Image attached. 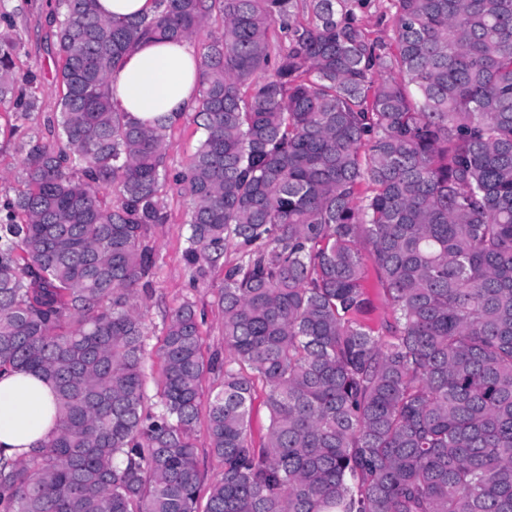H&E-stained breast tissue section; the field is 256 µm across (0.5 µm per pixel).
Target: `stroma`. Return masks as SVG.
Returning a JSON list of instances; mask_svg holds the SVG:
<instances>
[{"mask_svg": "<svg viewBox=\"0 0 512 512\" xmlns=\"http://www.w3.org/2000/svg\"><path fill=\"white\" fill-rule=\"evenodd\" d=\"M49 0H9L21 48L16 59L17 75L34 72L38 77L41 117H50L58 110L61 61L53 42L55 26L50 19ZM170 149L163 170L169 178L182 171L196 152L203 130L194 114H185L168 132ZM161 203L167 215L165 223L152 227L150 243L154 250L155 276L144 303L150 348H158L168 315L183 301L192 298L205 312L202 326L206 355L224 352L223 315L214 297L224 284V273L215 270L198 285H191L183 260L185 240L189 233V204L169 181L161 193Z\"/></svg>", "mask_w": 512, "mask_h": 512, "instance_id": "1", "label": "stroma"}]
</instances>
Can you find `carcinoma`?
<instances>
[{"label": "carcinoma", "instance_id": "obj_1", "mask_svg": "<svg viewBox=\"0 0 512 512\" xmlns=\"http://www.w3.org/2000/svg\"><path fill=\"white\" fill-rule=\"evenodd\" d=\"M158 2L150 19L51 10L63 94L48 135L15 140L23 189L0 201V372L53 382L56 433L0 455V512H199L219 368L204 512H512V0H391L392 51L355 0H304L307 25L298 0ZM214 16L204 136L175 182L192 281L224 267V360L184 300L153 402L141 293L172 123L115 111L109 72ZM19 48L0 7V103L26 122ZM365 248L383 335L360 320ZM206 417H207V401L206 398L202 399L200 407V417L197 423V438H198V460L199 467L204 475V482L201 491L202 498L201 509L206 502L207 489L217 479L220 478L222 473V466L220 462L211 455L209 448H207L206 440Z\"/></svg>", "mask_w": 512, "mask_h": 512}]
</instances>
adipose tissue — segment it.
I'll use <instances>...</instances> for the list:
<instances>
[{
	"mask_svg": "<svg viewBox=\"0 0 512 512\" xmlns=\"http://www.w3.org/2000/svg\"><path fill=\"white\" fill-rule=\"evenodd\" d=\"M112 106L142 120L172 119L194 111L198 97L196 56L187 42L141 40L110 74ZM54 384L39 375L0 374V451L21 456L55 430Z\"/></svg>",
	"mask_w": 512,
	"mask_h": 512,
	"instance_id": "ef3b65f1",
	"label": "adipose tissue"
}]
</instances>
